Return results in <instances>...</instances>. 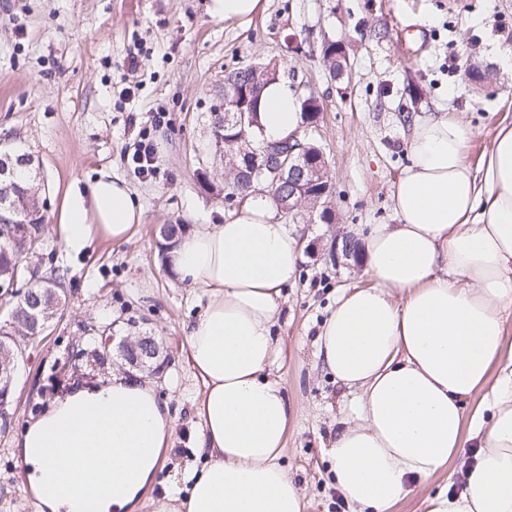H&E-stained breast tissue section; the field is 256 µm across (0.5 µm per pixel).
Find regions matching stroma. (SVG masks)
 I'll list each match as a JSON object with an SVG mask.
<instances>
[{
  "instance_id": "1",
  "label": "stroma",
  "mask_w": 512,
  "mask_h": 512,
  "mask_svg": "<svg viewBox=\"0 0 512 512\" xmlns=\"http://www.w3.org/2000/svg\"><path fill=\"white\" fill-rule=\"evenodd\" d=\"M344 43L348 68L331 78L321 48ZM142 66L128 70L131 55ZM279 63L288 89L317 97L318 125L307 137L328 162L332 223L319 207L301 209L289 230L303 259L275 325L280 344L271 375L292 418L281 461L306 499V512H348L327 450L345 401L325 374L313 340L340 289L367 284L353 260L331 261L337 229L393 224L392 190L409 163V120L444 112L473 130L470 162L512 120V0H262L251 22L211 17L205 0H0V147L29 154L40 188L45 232L26 270L66 272V305L27 346L14 400L0 418V512H33L34 492L15 450L33 421L30 402H55L47 387L62 376L72 344L98 353L93 331L115 340L152 336L170 358L156 376L174 416V445L163 454L159 498L197 462L194 409L203 392L186 356V331L205 297L165 267L159 229L220 224L237 209L224 198V155L213 123L224 110V76L260 61ZM131 96H124L123 88ZM165 121L152 127L154 112ZM136 125H129V115ZM158 152L155 175L131 161L139 128ZM108 170L124 179L144 210L128 241L95 236L69 248L59 222L66 197ZM463 481L451 463L391 512H429L433 496Z\"/></svg>"
}]
</instances>
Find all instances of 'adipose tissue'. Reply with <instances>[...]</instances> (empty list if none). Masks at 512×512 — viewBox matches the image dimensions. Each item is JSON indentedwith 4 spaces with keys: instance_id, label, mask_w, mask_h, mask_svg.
I'll return each instance as SVG.
<instances>
[{
    "instance_id": "ef3b65f1",
    "label": "adipose tissue",
    "mask_w": 512,
    "mask_h": 512,
    "mask_svg": "<svg viewBox=\"0 0 512 512\" xmlns=\"http://www.w3.org/2000/svg\"><path fill=\"white\" fill-rule=\"evenodd\" d=\"M297 100L267 85L260 136L297 135ZM469 127L446 114L415 118L410 163L394 186V224L354 232L368 286L344 289L315 339L316 357L356 397L336 421L327 454L351 512H391L448 463L460 465L459 494L430 512H512V354L504 312L512 306V123L470 164ZM143 218L127 183L100 173L60 213L65 241L102 234L126 241ZM301 260L297 238L267 194L251 195L222 224L177 239L166 266L208 301L186 328L187 358L204 384L196 407L203 466L182 472L184 494L153 500L152 512H303L300 487L280 462L290 412L269 378L284 291ZM477 408H470V401ZM173 417L145 373L75 385L31 422L17 446L48 512H79L55 492L78 456L105 449L112 495L99 512H130L163 467Z\"/></svg>"
}]
</instances>
